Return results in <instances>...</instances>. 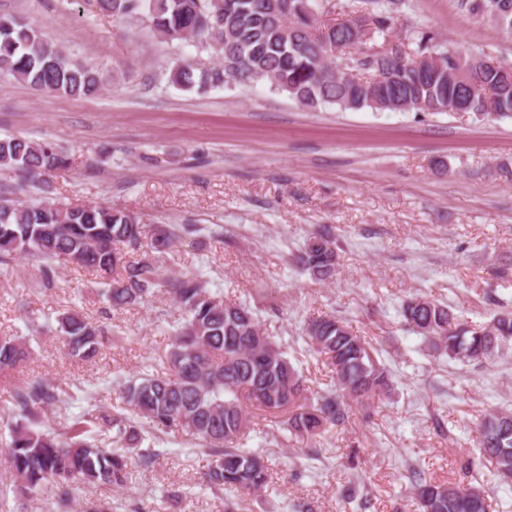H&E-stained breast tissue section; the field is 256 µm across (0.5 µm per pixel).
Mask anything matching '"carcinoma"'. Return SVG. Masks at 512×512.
<instances>
[{
  "label": "carcinoma",
  "mask_w": 512,
  "mask_h": 512,
  "mask_svg": "<svg viewBox=\"0 0 512 512\" xmlns=\"http://www.w3.org/2000/svg\"><path fill=\"white\" fill-rule=\"evenodd\" d=\"M323 0H92L95 9L117 17L145 16L164 40L199 39L222 56V63L197 67L191 62L171 69L168 82L204 94L228 79L268 83L305 107L335 105L344 110L451 112L464 103L482 119L512 117V80L501 74L496 59L483 53L463 56L441 51V65L423 60L439 45L431 31H418L416 48L403 41L383 52L366 47V36L388 35L405 0H374L368 28L356 21L339 23L313 38L310 28ZM463 12L488 15L512 30V0H458ZM357 46L356 55L342 51ZM347 60L353 69L381 74L384 80H353L337 70ZM0 72L38 90L82 98L96 94V74L49 46L40 30L13 15H0ZM0 165L14 166L32 179L66 167L67 158L51 144L21 137L0 138ZM193 232L189 225L142 224L129 212L103 205L42 203L24 205L0 197V265L24 254L43 264L49 283L54 264L91 269L104 280L101 296L112 308L140 305L156 288L167 287L181 309L182 321L162 364L123 386L130 418L94 402L73 416L63 431L35 430L46 409L61 400L58 384L32 379L14 388L17 420L7 422L5 448L13 474L12 492L29 497L47 485L55 488L57 509L66 507L73 485L118 489L131 478V454L142 466L155 454L143 452L146 421L156 433L185 432L204 442L210 465L203 483L215 492L259 493L268 483L262 455L242 447L251 422L248 405L286 411L288 431L313 441L345 425L352 407L392 388L385 367L364 337L332 316L311 319L305 336L332 375L330 387L313 392L281 345L260 326L257 312L210 292L197 275L162 278L159 263L176 243ZM296 263L319 282L337 274L336 243L322 232L309 236ZM408 326L434 352L461 362L487 360L512 339V310L499 311L491 323L474 328L452 309L423 296L402 305ZM56 330L69 355L95 358L107 341L104 329L73 309L56 317ZM24 337H0V374L29 358ZM67 394V393H65ZM73 398L72 394H67ZM114 432L118 448H101L96 433ZM479 446L495 463L498 476L512 479V413L498 412L480 427ZM420 512H488L486 491L479 485L439 484L412 471Z\"/></svg>",
  "instance_id": "obj_1"
}]
</instances>
